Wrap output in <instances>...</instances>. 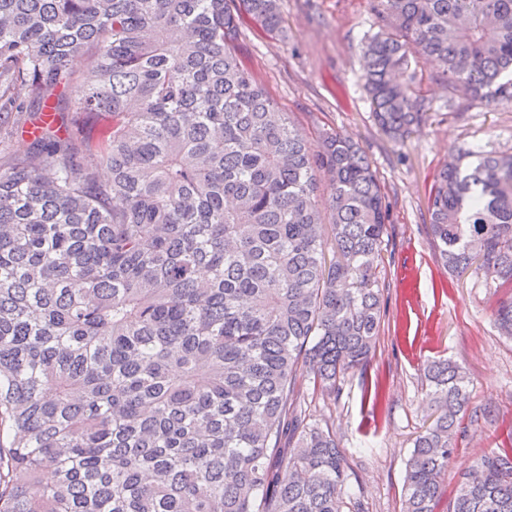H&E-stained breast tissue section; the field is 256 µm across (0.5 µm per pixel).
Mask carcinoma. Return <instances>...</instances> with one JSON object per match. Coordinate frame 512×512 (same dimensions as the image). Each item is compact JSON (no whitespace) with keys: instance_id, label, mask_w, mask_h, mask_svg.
Wrapping results in <instances>:
<instances>
[{"instance_id":"1","label":"carcinoma","mask_w":512,"mask_h":512,"mask_svg":"<svg viewBox=\"0 0 512 512\" xmlns=\"http://www.w3.org/2000/svg\"><path fill=\"white\" fill-rule=\"evenodd\" d=\"M369 6L385 134L424 121L417 59L457 97L512 104V0ZM244 15L284 34L279 0H0V145L32 138L0 169V512L361 509L300 400L306 380L336 394L375 345L389 215L358 144L312 148L243 65ZM68 112L110 126L80 138ZM471 156L436 175L430 234L449 270L478 259L512 288V154ZM495 322L512 338V298ZM427 379L438 415L413 440L403 512H435L469 404L459 366ZM448 512H512V448L481 456Z\"/></svg>"}]
</instances>
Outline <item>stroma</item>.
<instances>
[{"mask_svg": "<svg viewBox=\"0 0 512 512\" xmlns=\"http://www.w3.org/2000/svg\"><path fill=\"white\" fill-rule=\"evenodd\" d=\"M287 36L245 23L239 57L292 123L317 140L335 131L359 143L381 186L390 222L378 267L384 315L367 361L336 397L305 386L309 421L328 423L348 457V495L363 512H401L405 464L414 438L436 417L424 369L448 359L470 379L471 418L448 463L440 512L461 476L492 449L512 442V340L493 313L512 291L486 287L481 271L448 272L428 224L434 176L458 149L512 153V106L462 100L414 66L424 122L395 141L376 125L364 89L361 46L377 26L366 0H281Z\"/></svg>", "mask_w": 512, "mask_h": 512, "instance_id": "stroma-1", "label": "stroma"}]
</instances>
